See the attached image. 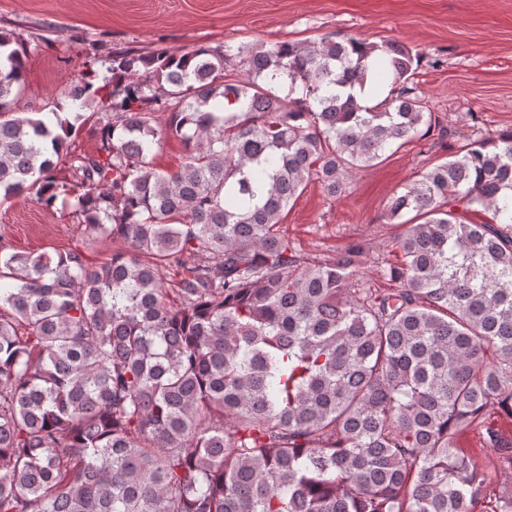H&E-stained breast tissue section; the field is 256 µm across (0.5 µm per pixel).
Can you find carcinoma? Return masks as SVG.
Listing matches in <instances>:
<instances>
[{
	"mask_svg": "<svg viewBox=\"0 0 512 512\" xmlns=\"http://www.w3.org/2000/svg\"><path fill=\"white\" fill-rule=\"evenodd\" d=\"M26 57L0 34V201L62 198L122 247L0 246V512H471L485 477L455 439L474 424L512 469L486 425L512 419V129L389 198L395 287L374 295L358 248L306 257L281 215L439 124L413 49L89 52L48 121L18 115ZM88 111L100 145L61 177ZM167 137L172 173L152 165ZM485 512H512L511 483ZM185 155L184 145L176 139H164L160 145L154 149L153 165L159 170H176L183 163Z\"/></svg>",
	"mask_w": 512,
	"mask_h": 512,
	"instance_id": "cac0c4a2",
	"label": "carcinoma"
}]
</instances>
